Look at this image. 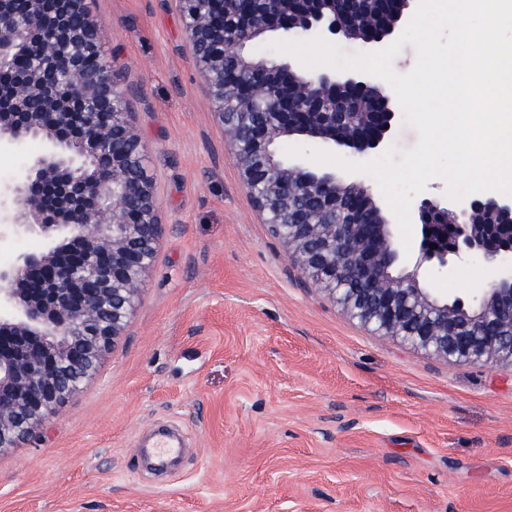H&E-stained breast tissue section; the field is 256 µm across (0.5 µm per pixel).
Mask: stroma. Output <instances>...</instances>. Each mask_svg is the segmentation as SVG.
<instances>
[{
    "label": "stroma",
    "instance_id": "obj_1",
    "mask_svg": "<svg viewBox=\"0 0 512 512\" xmlns=\"http://www.w3.org/2000/svg\"><path fill=\"white\" fill-rule=\"evenodd\" d=\"M160 202L124 334L46 425L0 450V512H512V369L432 357L352 318L287 258L230 157L177 0H85ZM289 166L349 148L293 136ZM477 258L429 269L473 300ZM177 429L165 474L145 440Z\"/></svg>",
    "mask_w": 512,
    "mask_h": 512
}]
</instances>
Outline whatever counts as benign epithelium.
<instances>
[{
  "label": "benign epithelium",
  "instance_id": "7a95c632",
  "mask_svg": "<svg viewBox=\"0 0 512 512\" xmlns=\"http://www.w3.org/2000/svg\"><path fill=\"white\" fill-rule=\"evenodd\" d=\"M238 2L179 5L231 157L288 259L383 336L459 363L512 367V272L472 302L433 294L420 274L466 254L512 261V197L483 195L451 209L422 199L416 262L398 269L394 225L367 187L290 167L280 153L288 138L306 136L364 158L383 145L397 105L374 76L301 75L249 50L257 32L278 30L377 46L413 0H381L372 24L361 13L367 0H330L322 10L306 8L308 0H263V11L242 9L214 30L216 15ZM100 51L84 0H22L19 10L0 0V71H13L0 82V149L33 138L49 144L0 188V243L18 235L46 243L0 267V450L40 429L92 375L122 335L161 242L145 148ZM229 96L243 111H224ZM442 224L450 232L438 233Z\"/></svg>",
  "mask_w": 512,
  "mask_h": 512
}]
</instances>
